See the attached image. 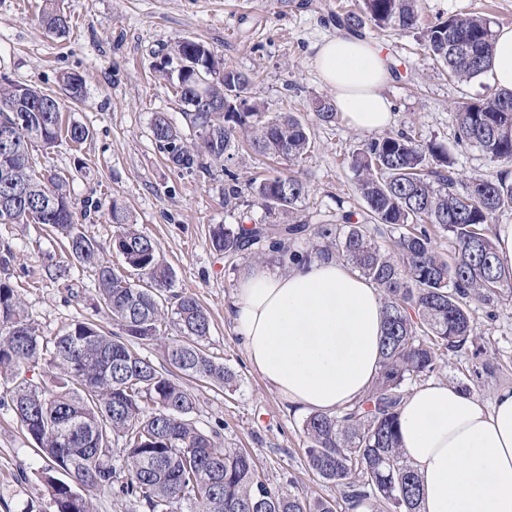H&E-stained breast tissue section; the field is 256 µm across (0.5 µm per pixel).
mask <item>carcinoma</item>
<instances>
[{
    "label": "carcinoma",
    "mask_w": 512,
    "mask_h": 512,
    "mask_svg": "<svg viewBox=\"0 0 512 512\" xmlns=\"http://www.w3.org/2000/svg\"><path fill=\"white\" fill-rule=\"evenodd\" d=\"M421 10V0H363L359 12L336 16V25L357 35L367 26L418 31L448 77L468 81L484 74L494 38L490 21L449 17L424 27ZM40 23L59 37L70 29L58 0H44ZM166 57L197 63L208 79L200 87L190 73L166 72L198 137L189 146L164 114L155 116L154 141L173 167L204 172L209 159L228 161L241 133L255 150L286 164L307 154L311 143L302 119L288 112L272 115L251 101L252 77L225 66L204 43L183 38ZM61 87L73 102L85 95L77 74L63 75ZM204 96L224 104V111H197ZM2 103L21 112L0 108V224L51 227L66 241L67 256L47 266V277L68 281L75 265L93 271L95 306L116 326L107 333L77 321L45 339L25 315L10 280L0 279V375L17 378L39 368L49 377L43 387L22 381L1 395L0 403L10 404L46 460L42 480L52 512H92L88 499L73 500L76 485L139 498L148 512H176L184 502L194 512H350L362 500L384 512H422L421 478L401 451L398 409L406 386L428 377L448 355L470 347L477 354L484 350L474 333L471 304L492 308L512 299V267L499 262L493 224L498 212L512 208L508 174L472 177L461 190L444 144L418 140L409 131L389 133L349 156L364 210L341 211L336 223L317 225L314 242L310 225L285 220L308 195L297 172L285 168L245 183L227 172L224 205L258 206L264 221L213 226L209 239L224 259L270 257L286 268L295 260L331 256L383 296L381 369L370 392L334 415L313 412L303 423L308 468L338 490L336 499L327 500L270 487L247 452L223 446L217 432L197 426L194 396L174 372L158 370L137 347L162 343L175 372L233 388L235 373L204 349L207 309L193 294L165 295L171 275L156 242L117 202L111 207L112 249L123 259L121 268L76 224L68 178L36 173L32 142L50 147L64 137L81 145L89 128L63 125L57 97L33 86L0 83ZM313 111L326 124L338 116L328 99L315 100ZM456 121L459 144L512 164V91L460 103ZM385 230L398 233L392 254L377 241ZM438 233L452 240V258L438 251ZM302 241L305 246L295 247ZM128 268L138 272V280H130ZM169 330L174 337L165 336ZM102 428L110 436L107 448L95 441ZM115 461L126 471L122 482Z\"/></svg>",
    "instance_id": "cac0c4a2"
}]
</instances>
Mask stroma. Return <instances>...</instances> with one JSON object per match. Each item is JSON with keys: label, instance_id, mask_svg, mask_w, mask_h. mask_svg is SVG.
<instances>
[{"label": "stroma", "instance_id": "35a3bbf8", "mask_svg": "<svg viewBox=\"0 0 512 512\" xmlns=\"http://www.w3.org/2000/svg\"><path fill=\"white\" fill-rule=\"evenodd\" d=\"M361 0H61L71 27L66 37L47 33L37 23L43 0H0V81L29 84L60 95L62 74L83 77L81 103L62 98L64 122L86 125L82 148L61 140L52 147L33 144L31 153L42 173L76 172L70 190L76 203L92 199L100 207L90 216L76 214L85 233L121 265L112 250L116 228L112 203H120L139 229L158 244L170 266L174 292L197 296L211 317L206 351L236 374V390L182 378L194 396L200 426L216 430L226 447L247 451L275 488L336 497L305 463V413L291 410L251 367L241 340L226 314L246 260L229 265L210 244L216 224L261 222L253 208L241 216L224 205L226 171L240 179L271 171L273 163L249 145L231 161L212 162L208 172L172 168L151 132L156 113H166L187 142L196 134L168 82L155 67L168 46L183 38L203 42L226 66L249 73L250 96L268 112H291L305 122L310 152L294 169L309 185L297 216L309 224H332L338 209L362 210L351 152L369 140L337 119L324 124L311 109L315 99L332 93L318 76L315 46L336 35L331 17L357 9ZM485 16L493 28L512 27V0H423L422 21L451 16ZM364 38L381 48L396 71L385 89L393 104L394 130L412 131L421 141L447 145L462 181L492 177L501 166L478 147L457 142L458 102L481 98L493 85L480 76L467 82L442 74L417 34L366 28ZM12 252L6 272L40 336H56L77 320L111 328L105 313L95 312L93 272L74 267L71 288L50 280L45 269L63 254L60 240L42 224H0V253ZM475 331L485 350L449 356L431 375L452 385L468 383L473 394L491 401L496 389L512 384V302L487 311L471 307ZM43 460L12 410L0 406V512H51L41 480Z\"/></svg>", "mask_w": 512, "mask_h": 512}]
</instances>
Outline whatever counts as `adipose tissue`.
Here are the masks:
<instances>
[{
    "label": "adipose tissue",
    "instance_id": "ef3b65f1",
    "mask_svg": "<svg viewBox=\"0 0 512 512\" xmlns=\"http://www.w3.org/2000/svg\"><path fill=\"white\" fill-rule=\"evenodd\" d=\"M313 64L352 128L391 124L383 93L391 70L380 49L340 33L317 44ZM485 75L512 90V28L497 29ZM229 314L252 368L296 410L336 413L378 376L381 293L336 259L285 271L254 265L239 277ZM399 433L424 512H512V386L488 405L447 383L418 385L401 403Z\"/></svg>",
    "mask_w": 512,
    "mask_h": 512
}]
</instances>
